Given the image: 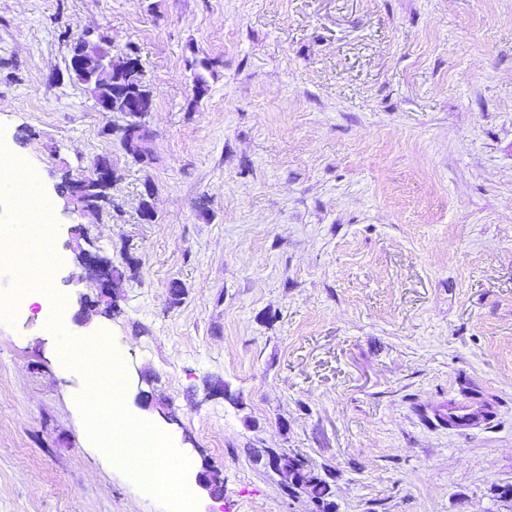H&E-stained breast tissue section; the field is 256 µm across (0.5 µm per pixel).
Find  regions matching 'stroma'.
<instances>
[{
  "label": "stroma",
  "mask_w": 512,
  "mask_h": 512,
  "mask_svg": "<svg viewBox=\"0 0 512 512\" xmlns=\"http://www.w3.org/2000/svg\"><path fill=\"white\" fill-rule=\"evenodd\" d=\"M89 30L141 60L151 166L69 69ZM0 145L56 225L50 269L0 262V512H312L266 448L330 472L336 512H512V0H0ZM100 157L110 211L66 208L61 175ZM81 224L124 271L86 324ZM44 280L60 323L26 303ZM106 337L188 501L96 445L75 350ZM15 181H20L22 184L25 185V197L29 198H37L39 196H42V186L39 182L37 175L35 171L31 168L29 165H21L17 166L13 173H11L10 181L3 182L0 178V191L1 195H8L14 199L15 206L17 207V200L14 198L12 194V188L7 189L5 186L9 185L11 187V184ZM487 411L471 410L468 406H448V422L459 427H468L474 422L485 418Z\"/></svg>",
  "instance_id": "1"
}]
</instances>
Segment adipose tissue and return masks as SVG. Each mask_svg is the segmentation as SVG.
<instances>
[{"label":"adipose tissue","instance_id":"obj_1","mask_svg":"<svg viewBox=\"0 0 512 512\" xmlns=\"http://www.w3.org/2000/svg\"><path fill=\"white\" fill-rule=\"evenodd\" d=\"M52 226L43 227L19 219L0 226V253L13 257L17 278H24L37 265H49L46 245ZM119 345L94 340L81 345L79 362L85 376V413L93 419V435L99 447L115 451V459L138 480L157 493L174 496L183 485L180 469L163 448L161 435L147 431L122 413L125 381L120 372Z\"/></svg>","mask_w":512,"mask_h":512}]
</instances>
